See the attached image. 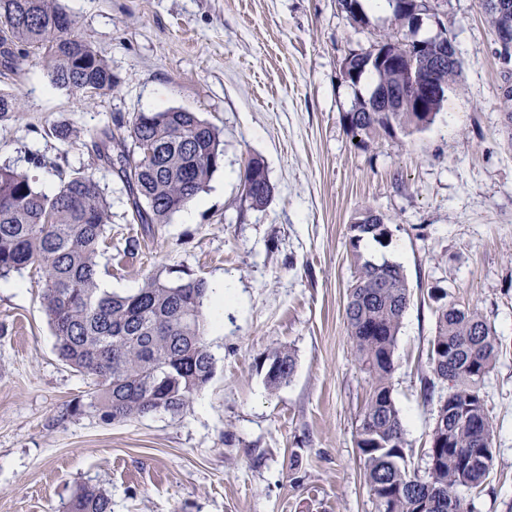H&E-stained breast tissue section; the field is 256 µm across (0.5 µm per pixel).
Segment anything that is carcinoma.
Instances as JSON below:
<instances>
[{
	"label": "carcinoma",
	"mask_w": 512,
	"mask_h": 512,
	"mask_svg": "<svg viewBox=\"0 0 512 512\" xmlns=\"http://www.w3.org/2000/svg\"><path fill=\"white\" fill-rule=\"evenodd\" d=\"M391 28L380 36L379 56L351 52L350 80L376 79L367 97H358L346 113L353 136L398 126L422 130L432 124L446 92L462 73L455 41L443 47L420 41L419 53L433 61L438 93L422 107L399 100L404 71L412 67L411 46L428 0H389ZM341 9L360 26L368 18L360 0H339ZM0 63L11 70L30 52L42 54L51 83L75 97L105 94L118 85L107 61L73 34L75 20L58 0H0ZM384 93L391 110L374 111ZM21 98L0 90V117L16 112ZM91 150L100 164L123 183L141 224H165L204 191L224 164L220 133L195 112H134L114 118L113 126L89 132ZM152 155L141 153L142 147ZM268 179L264 164L253 159L242 176L245 198L260 209ZM372 224L349 225L356 265L349 287L345 323L359 368L371 380L370 398L357 428V448L364 477L378 512H467L462 492H480L493 465L494 428L481 396L493 368L497 337L475 306L444 303L436 307L430 342L432 378L423 395H438L437 415L425 455L430 472L420 475L404 465L407 441L403 419L392 397L394 351L410 303L404 268L393 261L375 263L358 251L366 237L389 238L384 215ZM111 221L105 189L78 168L48 195L29 175L0 166V279L34 269L42 279V299L59 358L91 380L90 405L106 421H129L153 411L183 413L212 379L214 358L206 343L208 283L200 278L171 282L152 276L133 293L100 287L99 248ZM274 366L265 381L273 389L288 383L296 367L286 348L269 351ZM65 512H112L107 492L83 485Z\"/></svg>",
	"instance_id": "1"
}]
</instances>
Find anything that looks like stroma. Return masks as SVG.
<instances>
[{"label": "stroma", "instance_id": "1", "mask_svg": "<svg viewBox=\"0 0 512 512\" xmlns=\"http://www.w3.org/2000/svg\"><path fill=\"white\" fill-rule=\"evenodd\" d=\"M74 31L120 84L73 97L53 87L41 55L0 74L20 111L0 118V165L54 193L76 168L105 186L112 218L99 280L132 292L150 276L201 277L233 298L206 341L215 373L180 415L104 422L86 379L63 363L36 276L0 288V512H63L81 485L105 489L112 512H377L355 443L370 382L345 324L355 275L349 226L368 208L392 235L364 255L403 265L411 294L394 352L392 396L407 465L420 471L436 401H424L435 332L432 289L478 306L499 339L481 394L493 419V467L470 512H512V141L480 0H438L417 39L454 36L462 74L434 123L354 141L345 120L371 78L345 82L342 60L391 24L354 25L337 0H58ZM180 108L221 131L224 165L165 224H139L120 180L93 160L88 130L135 112ZM55 126L73 135L52 136ZM46 156L36 168L32 154ZM261 159L274 188L245 202L241 176ZM296 357L270 390L260 357Z\"/></svg>", "mask_w": 512, "mask_h": 512}]
</instances>
